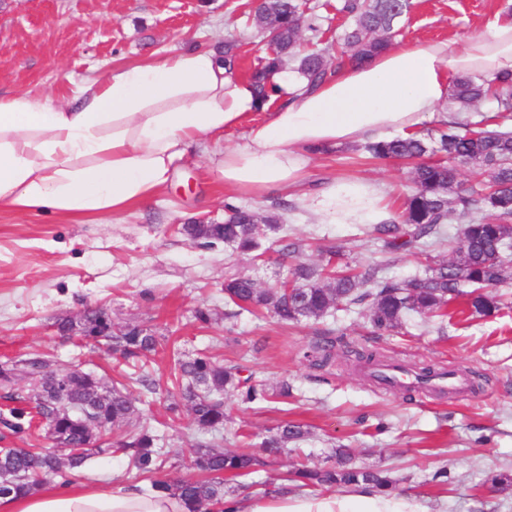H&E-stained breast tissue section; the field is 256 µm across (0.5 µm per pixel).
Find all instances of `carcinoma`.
<instances>
[{"instance_id":"cac0c4a2","label":"carcinoma","mask_w":512,"mask_h":512,"mask_svg":"<svg viewBox=\"0 0 512 512\" xmlns=\"http://www.w3.org/2000/svg\"><path fill=\"white\" fill-rule=\"evenodd\" d=\"M414 8L413 0H337L336 13L345 18L336 37V62L317 47L323 37L320 5L309 0H261L249 22L262 36L277 27V43L259 60L249 83L260 103L275 94L270 75L287 71L300 76L311 89L346 63H364L388 48L402 35L401 23ZM496 103L493 116L484 115L481 104ZM448 107L465 112L469 119L448 125L440 123L408 137L395 136L365 142L359 150L380 160H400L409 165L411 190L405 196L398 221L374 226L375 239L391 254L422 257L424 273L402 280L383 275L379 265L351 269L339 262V252L329 253L323 265L298 263L277 285L262 288L250 276L224 280L225 303L234 310L266 311L284 322L317 321L332 311L353 306L369 310L372 328L390 332L413 316L441 319L448 305L459 302L470 314L487 315L498 309L494 297L485 292L496 288L512 272V73L492 80L481 76L459 77L452 86ZM472 166L485 176L481 190H459V167ZM288 202L271 210L228 205L222 224H186L183 232L206 248L224 244L239 254L258 260L265 242L283 243L281 254L293 256L301 249L289 241L284 214ZM458 216L469 221L461 229L454 256L431 261L426 251L430 240L444 233L445 225ZM112 351L135 367L133 381L148 394H171L145 369V360L156 351L159 337L139 325L112 328L107 337ZM238 365L226 366L205 353L177 361L170 373L180 399L169 404L170 420L185 407L201 439L194 448L195 475L174 484L154 482L151 489L169 492L181 499L188 512H227L224 484L267 465L288 444L305 435L303 426L287 422L268 431L260 447L264 456L249 449H224L225 402L235 397L243 404L286 399L288 382L274 390L243 376ZM26 379L25 392H15L18 377ZM0 397L13 404L3 425L16 435L34 436L37 418L56 414L51 430L55 439L69 445L60 456L44 448L14 450L0 448V495L27 493L43 485L49 476L63 477L81 468L94 453L112 449L101 439L113 430L124 432L115 451L144 475L161 469L168 457L151 427L141 424L139 411L127 388L105 386L91 373L79 369L58 371L39 357L0 366ZM286 480L308 487L363 488L385 493L391 481L378 470L352 463L351 453L338 446L334 456L313 467L292 471Z\"/></svg>"}]
</instances>
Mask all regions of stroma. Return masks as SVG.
Segmentation results:
<instances>
[{
	"label": "stroma",
	"mask_w": 512,
	"mask_h": 512,
	"mask_svg": "<svg viewBox=\"0 0 512 512\" xmlns=\"http://www.w3.org/2000/svg\"><path fill=\"white\" fill-rule=\"evenodd\" d=\"M416 2L404 43L443 41L454 48L512 6V0ZM253 7V0H0V95L66 102L96 73L192 48L220 52L228 40L238 44L237 74L245 76L267 52L245 25ZM351 176L383 183L398 205L409 190L407 164L367 158L349 144L314 157L302 189L314 196ZM279 200L274 192L225 188L218 157L193 154L164 191L108 224L95 215L77 223L56 214L0 212V362L37 353L59 370L92 372L109 385L123 381L124 367L112 355L75 346L55 327L99 306L115 324H139L161 336L151 363L155 376L167 377L173 351L187 359L206 351L245 366L257 383L272 388L285 380L292 386L285 403L244 407L227 401L225 449L257 441L284 422L308 431L264 471L227 482V498L250 496L253 483L279 482L295 467L322 464L344 445L356 465L384 472L392 489L368 495L294 486L289 504L332 500L336 512H512V486L492 482L512 474V281L492 289L499 308L489 315L416 317L382 336L359 307L298 324L247 313L225 318V278L246 274L266 288L285 277L290 262L276 243H267L264 258L254 261L220 246L202 247L181 227L199 218L223 223L230 203L265 210ZM288 235L300 241L301 259L309 264L337 251L353 265H385L395 279L425 269L415 256L382 252L367 226L321 224L302 213ZM199 307L210 310L212 327L195 320ZM327 339L334 342L331 359L312 365L304 351ZM369 353L377 362L417 371L457 372L470 389L463 395L387 390L367 374L362 357ZM165 406L154 399L142 406L141 420L162 436L172 459L155 477L172 482L191 474L196 433L189 412L172 423ZM441 469L448 473L444 486L433 480ZM90 475L142 481L127 458L113 452L93 456L70 479Z\"/></svg>",
	"instance_id": "35a3bbf8"
}]
</instances>
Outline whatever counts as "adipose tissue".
<instances>
[{"mask_svg": "<svg viewBox=\"0 0 512 512\" xmlns=\"http://www.w3.org/2000/svg\"><path fill=\"white\" fill-rule=\"evenodd\" d=\"M512 72V18H499L462 48L397 44L364 64L340 67L314 90L284 73L262 120L246 81L208 50L172 55L90 79L72 101L0 96V209L79 216L118 214L157 194L189 148L243 128L224 152V185L288 194L324 224L371 226L392 218L382 183L351 177L310 197L299 187L313 156L344 143L408 135L428 120L453 124L448 91L462 75ZM0 512H186L169 493L113 480L48 486L0 497Z\"/></svg>", "mask_w": 512, "mask_h": 512, "instance_id": "adipose-tissue-1", "label": "adipose tissue"}]
</instances>
